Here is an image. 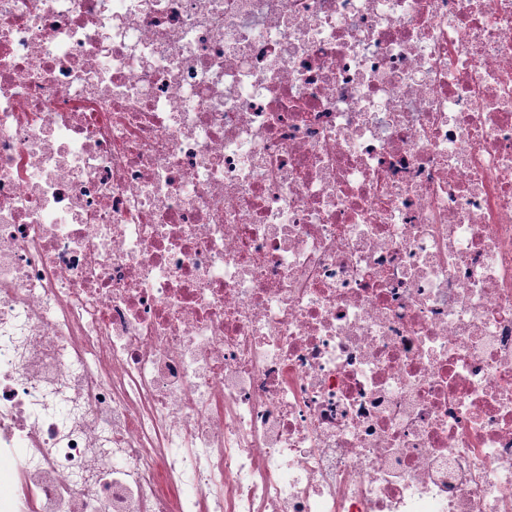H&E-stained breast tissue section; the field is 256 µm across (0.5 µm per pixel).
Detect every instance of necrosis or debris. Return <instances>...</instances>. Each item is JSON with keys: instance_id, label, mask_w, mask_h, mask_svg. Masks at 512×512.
Returning <instances> with one entry per match:
<instances>
[{"instance_id": "4bbe7bcc", "label": "necrosis or debris", "mask_w": 512, "mask_h": 512, "mask_svg": "<svg viewBox=\"0 0 512 512\" xmlns=\"http://www.w3.org/2000/svg\"><path fill=\"white\" fill-rule=\"evenodd\" d=\"M0 512H512V0H0Z\"/></svg>"}]
</instances>
